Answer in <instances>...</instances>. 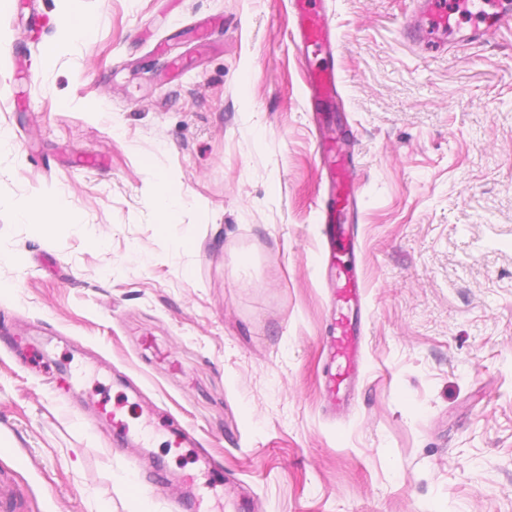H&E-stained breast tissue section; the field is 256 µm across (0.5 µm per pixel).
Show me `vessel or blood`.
I'll return each mask as SVG.
<instances>
[{"label": "vessel or blood", "instance_id": "b4317fda", "mask_svg": "<svg viewBox=\"0 0 512 512\" xmlns=\"http://www.w3.org/2000/svg\"><path fill=\"white\" fill-rule=\"evenodd\" d=\"M294 28L301 49L319 54L332 51L334 36L327 20L310 8L307 0H294ZM339 78L334 70L314 68L308 73L305 98L312 109L335 101ZM318 149L325 166L329 208L320 210L318 219L324 254L335 272L336 317L327 346V370L322 376L323 395L331 412L347 408L354 396V385L363 363L365 323L362 316V290L357 275L358 227L346 223L344 212L356 200L352 159L340 138L321 136Z\"/></svg>", "mask_w": 512, "mask_h": 512}]
</instances>
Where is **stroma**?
Wrapping results in <instances>:
<instances>
[{"label":"stroma","instance_id":"obj_1","mask_svg":"<svg viewBox=\"0 0 512 512\" xmlns=\"http://www.w3.org/2000/svg\"><path fill=\"white\" fill-rule=\"evenodd\" d=\"M65 0L0 10V457L18 512H512V0ZM421 22L429 41L406 37ZM56 45L51 64L42 57ZM360 185L365 359L350 409L319 379L332 323L308 65ZM184 199L162 224L155 182ZM65 216L52 237L16 202ZM132 434L118 440L113 419ZM197 443L176 447L181 428ZM66 12L60 23L62 29L75 41H86L91 31V22L80 13L78 1ZM294 28L301 50L307 54L332 52L334 36L327 20L309 7L307 0H294ZM339 95V78L333 69L313 68L308 72L305 98L311 105L313 121L317 128L321 126L320 105L334 102Z\"/></svg>","mask_w":512,"mask_h":512}]
</instances>
